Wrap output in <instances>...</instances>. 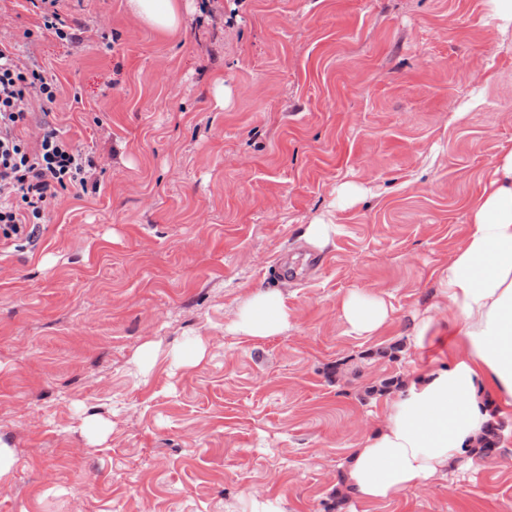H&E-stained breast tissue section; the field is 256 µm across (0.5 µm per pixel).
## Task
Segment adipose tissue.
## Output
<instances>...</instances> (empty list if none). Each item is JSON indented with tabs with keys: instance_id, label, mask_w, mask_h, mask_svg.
Returning a JSON list of instances; mask_svg holds the SVG:
<instances>
[{
	"instance_id": "1",
	"label": "adipose tissue",
	"mask_w": 512,
	"mask_h": 512,
	"mask_svg": "<svg viewBox=\"0 0 512 512\" xmlns=\"http://www.w3.org/2000/svg\"><path fill=\"white\" fill-rule=\"evenodd\" d=\"M144 25L176 35L188 0H125ZM448 318H420L414 344L448 345V364L410 375L388 404L385 426L366 437L346 472L365 501H387L445 472L477 452L496 415L512 413V148L501 152L482 193L470 205V224L438 276ZM352 332L372 335L389 320L384 300L352 295L342 303ZM281 292L250 297L232 332L266 338L288 327Z\"/></svg>"
}]
</instances>
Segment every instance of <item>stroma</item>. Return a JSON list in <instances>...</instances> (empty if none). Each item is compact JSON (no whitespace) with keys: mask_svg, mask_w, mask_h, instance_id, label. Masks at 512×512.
<instances>
[{"mask_svg":"<svg viewBox=\"0 0 512 512\" xmlns=\"http://www.w3.org/2000/svg\"><path fill=\"white\" fill-rule=\"evenodd\" d=\"M22 2L0 0V41L57 78L100 187L0 243V512H512V415L495 454L395 499L344 483L406 377L446 363L416 317L512 146V25L488 0H195L175 36L125 0H61L72 43ZM269 290L287 329L230 333ZM351 293L385 299L382 331L349 330ZM333 232L334 225L321 219L309 224L304 230L303 237L310 245L322 249L329 243Z\"/></svg>","mask_w":512,"mask_h":512,"instance_id":"1","label":"stroma"}]
</instances>
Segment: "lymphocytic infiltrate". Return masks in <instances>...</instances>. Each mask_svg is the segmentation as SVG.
Wrapping results in <instances>:
<instances>
[{"label":"lymphocytic infiltrate","mask_w":512,"mask_h":512,"mask_svg":"<svg viewBox=\"0 0 512 512\" xmlns=\"http://www.w3.org/2000/svg\"><path fill=\"white\" fill-rule=\"evenodd\" d=\"M58 85L34 59L0 43V240L33 241L46 202L96 186L93 156L74 149L49 120ZM37 102L43 118L31 122Z\"/></svg>","instance_id":"obj_1"}]
</instances>
